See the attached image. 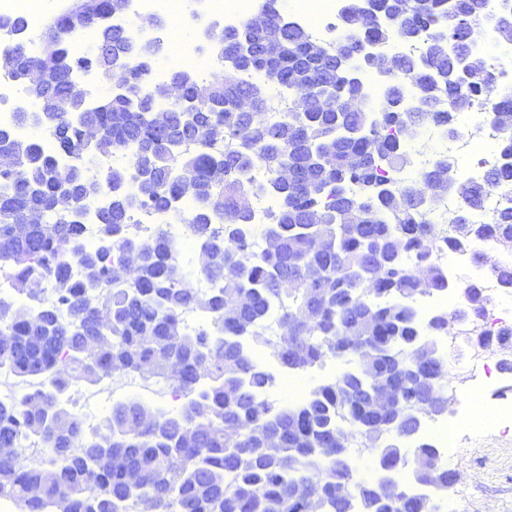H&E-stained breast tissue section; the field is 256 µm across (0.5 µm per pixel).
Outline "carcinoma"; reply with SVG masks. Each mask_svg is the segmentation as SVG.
<instances>
[{"label": "carcinoma", "instance_id": "obj_1", "mask_svg": "<svg viewBox=\"0 0 512 512\" xmlns=\"http://www.w3.org/2000/svg\"><path fill=\"white\" fill-rule=\"evenodd\" d=\"M370 22L359 0L339 14L345 43L328 45L285 21L278 0H260L255 14L229 37L218 34L211 56L228 60L199 100L193 74L156 87L145 58L153 47L117 45L107 21L109 0H91L78 30L66 8L53 15L56 34L31 57L26 23L0 17V72L26 84L33 97L54 87L69 95L67 77L95 67L122 91L93 102V119L106 137L84 140L83 128L48 108L42 124L53 143L26 141L0 130V271L13 281L17 301L0 300V371L39 389L0 402V501L24 512H309L312 485L322 491L318 512H346L338 499L359 488L351 512H438L439 495L456 475L424 439L404 433L422 412L448 403L446 365L439 337L450 316L436 311L422 324L413 293L443 297L448 267L438 252L466 253L498 283L512 288V261L488 262L482 243L512 240V207L491 224L475 213L487 193L512 187V88L470 46L468 36L494 27L512 42V11L491 14L486 0H369ZM93 35L100 52L84 55L76 42ZM400 40L422 44L417 56L391 61V84L379 103L348 111L366 99L364 83L347 79L352 51L364 43ZM37 71L45 83L31 84ZM259 72L265 80L248 81ZM288 91V112L264 117L269 84ZM426 103L407 110L406 84ZM325 100L311 110L304 95ZM482 100L501 130L499 162L478 180L448 169L439 155L413 182L394 174L412 167L407 140L433 122L459 136L469 132L460 113ZM181 123L197 139L178 146L162 136ZM107 156L123 150L128 166L98 178L106 203L96 213L99 241L87 245L85 181L79 162L59 165L55 152ZM135 190L128 189L129 181ZM267 192L278 204L253 237L249 197ZM459 199L448 236L425 221L430 195ZM187 201L180 220L192 225L204 263L199 276L215 283L203 294L190 286L179 238L161 226L148 242L127 233L141 209L170 212ZM78 266L81 276L73 278ZM54 296L41 299L44 278ZM462 311L475 318L486 298L467 288ZM43 300L34 311L28 300ZM279 307L282 335L261 327ZM201 309L211 323L191 328L187 310ZM277 354L286 373L309 371L328 357L345 370L299 403L262 398L274 382L253 347ZM399 391L398 406L376 419L364 403L376 390L365 371ZM148 367L172 389L179 406L167 410L138 399L118 402L96 427L67 408L68 392L83 379ZM347 442L336 447V436ZM39 442L49 463L34 466L13 449ZM369 448L378 459L369 480L353 479L351 449Z\"/></svg>", "mask_w": 512, "mask_h": 512}]
</instances>
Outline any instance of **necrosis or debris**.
Segmentation results:
<instances>
[{
    "instance_id": "1",
    "label": "necrosis or debris",
    "mask_w": 512,
    "mask_h": 512,
    "mask_svg": "<svg viewBox=\"0 0 512 512\" xmlns=\"http://www.w3.org/2000/svg\"><path fill=\"white\" fill-rule=\"evenodd\" d=\"M342 4L343 0H321L320 8L316 9L312 6V0H293L287 18L294 24L309 27L318 39L333 44L342 35L334 22ZM252 13L250 0H130V10L123 24L141 40L164 43L168 40L166 27L143 29L139 26L140 20L148 17L174 18L200 38L203 37L210 20L217 19L224 22L225 26L234 27ZM468 117L475 124V134L454 139L449 138L447 131L435 124L419 126L415 137L409 143L415 167H423L436 155L448 153L462 162L468 176L480 177L483 170L493 164L495 156L489 150L484 153L476 150L473 142L478 139L489 146L498 142L500 132L490 120L482 117L479 110H472ZM452 264L467 268V283L478 284L486 297V307L476 319V326L493 334L512 326V309L506 307L507 297L499 288L497 280L489 276L484 268L473 263L469 256L453 255ZM466 333V327L459 326L455 329V343L464 350L461 369L469 378L472 387L482 388L494 377V348L490 345L466 346ZM126 392L138 393L164 406L174 400L168 388L156 385L142 376L115 374L94 388L73 389L69 401L74 407L88 412L102 406L111 397Z\"/></svg>"
}]
</instances>
